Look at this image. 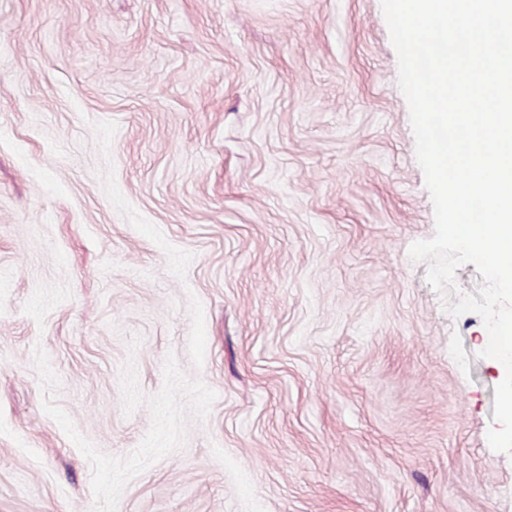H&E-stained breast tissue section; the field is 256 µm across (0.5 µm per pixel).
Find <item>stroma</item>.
Segmentation results:
<instances>
[{"label": "stroma", "mask_w": 512, "mask_h": 512, "mask_svg": "<svg viewBox=\"0 0 512 512\" xmlns=\"http://www.w3.org/2000/svg\"><path fill=\"white\" fill-rule=\"evenodd\" d=\"M381 0H0V512H512Z\"/></svg>", "instance_id": "35a3bbf8"}]
</instances>
